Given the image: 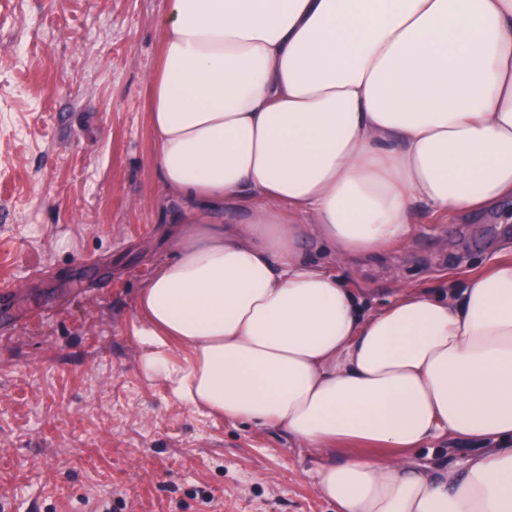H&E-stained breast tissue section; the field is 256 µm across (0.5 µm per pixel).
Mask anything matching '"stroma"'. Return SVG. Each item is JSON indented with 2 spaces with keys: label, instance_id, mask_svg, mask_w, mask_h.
I'll return each instance as SVG.
<instances>
[{
  "label": "stroma",
  "instance_id": "1",
  "mask_svg": "<svg viewBox=\"0 0 512 512\" xmlns=\"http://www.w3.org/2000/svg\"><path fill=\"white\" fill-rule=\"evenodd\" d=\"M167 0H0V512H336L283 434L192 412L143 375L136 299L181 205L148 103ZM512 198L405 246L311 261L365 311L400 288L462 290L512 245ZM478 445L418 453L459 468Z\"/></svg>",
  "mask_w": 512,
  "mask_h": 512
}]
</instances>
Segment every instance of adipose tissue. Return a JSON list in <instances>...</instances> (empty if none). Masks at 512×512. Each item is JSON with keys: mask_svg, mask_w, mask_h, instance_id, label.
<instances>
[{"mask_svg": "<svg viewBox=\"0 0 512 512\" xmlns=\"http://www.w3.org/2000/svg\"><path fill=\"white\" fill-rule=\"evenodd\" d=\"M156 26V169L190 208L137 298L144 373L313 453L337 512H512V253L365 314L302 249L512 197V0H168ZM443 437L484 450L438 473Z\"/></svg>", "mask_w": 512, "mask_h": 512, "instance_id": "1", "label": "adipose tissue"}]
</instances>
